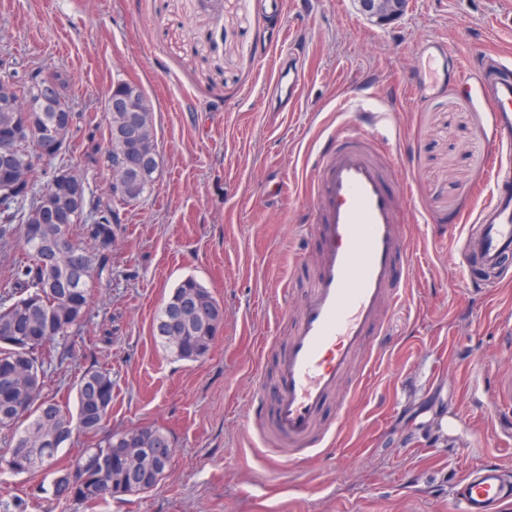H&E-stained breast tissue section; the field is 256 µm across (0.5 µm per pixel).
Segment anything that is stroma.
<instances>
[{"mask_svg":"<svg viewBox=\"0 0 512 512\" xmlns=\"http://www.w3.org/2000/svg\"><path fill=\"white\" fill-rule=\"evenodd\" d=\"M511 17L512 0H407L385 27L353 0H284L278 15L258 0H0V51L19 71L67 78L79 114L70 163L102 201L113 202L111 169L86 158L89 125L107 143L105 104L120 81L154 105L153 188L114 202L112 277L74 341L75 366H47L44 392L64 400L82 371H110L106 431L153 425L175 448L154 490L90 509L52 496L55 468L0 469V512H452L463 471L490 456L512 468L491 387L512 374V345L500 337L512 325V266L480 302L455 260V231L488 197L484 115L453 81L438 95L409 94L429 79L418 43L439 40L469 62L512 57ZM284 58L297 62L303 89L280 112L266 97ZM366 106L392 118L375 146L402 195L409 298L386 312L387 352L323 407L332 422L353 401L332 452L276 461L250 416L316 264L302 167ZM189 276L224 309L197 363L173 360L153 336L164 300Z\"/></svg>","mask_w":512,"mask_h":512,"instance_id":"obj_1","label":"stroma"}]
</instances>
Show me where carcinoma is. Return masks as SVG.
<instances>
[{
	"mask_svg": "<svg viewBox=\"0 0 512 512\" xmlns=\"http://www.w3.org/2000/svg\"><path fill=\"white\" fill-rule=\"evenodd\" d=\"M15 85L21 106L38 104L41 85L60 83L56 72L29 71L20 78L15 62L0 55V77ZM123 94L137 108L154 117V106L142 89L119 82L112 94ZM73 125L75 112L61 93L56 106L45 112L0 111V126L19 129L15 158L28 164V181L0 199V263L9 276L0 280V441L6 448L0 468L16 474H34L45 465V455L56 456L72 437V422L88 443V449L69 461L55 484L60 500L96 504L108 499L142 494L166 476L173 456L168 433L156 427L125 431L137 442L139 452L127 464L116 465L105 449L114 434L101 435L112 412V375L107 370L87 369L75 384L77 416L67 405L43 395L45 364L61 365L74 358L73 337L80 335L92 304V288L112 275L114 211L94 196L86 178L60 158L69 182L83 188L80 207L93 214L90 221L72 224L47 223L42 193L50 189L56 167L29 163L34 137L40 126L54 122L57 110ZM109 141L105 154L115 163L125 153L122 137L127 113L106 106ZM155 182L150 168L131 170L126 178L123 203L140 200ZM64 236L68 252L45 260L49 242ZM224 318L223 308L211 293L193 278L183 280L170 294L157 316V323L175 320L178 334L159 337L160 345L179 361L204 359L213 343L212 324ZM77 473L79 483L69 480Z\"/></svg>",
	"mask_w": 512,
	"mask_h": 512,
	"instance_id": "cac0c4a2",
	"label": "carcinoma"
}]
</instances>
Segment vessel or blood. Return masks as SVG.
Listing matches in <instances>:
<instances>
[{
  "label": "vessel or blood",
  "instance_id": "1",
  "mask_svg": "<svg viewBox=\"0 0 512 512\" xmlns=\"http://www.w3.org/2000/svg\"><path fill=\"white\" fill-rule=\"evenodd\" d=\"M417 55L421 64L452 71L487 116L485 138L496 157L493 190L459 241L471 282L487 291L499 287L501 270L512 260V60L496 58L500 74L493 78L484 63L449 61L439 41L422 43ZM301 87V72L282 67L271 94L288 106ZM388 118L373 112L358 129H338L318 150L309 179L310 232L319 243L316 276L279 360L271 413L255 420L265 444L291 460L331 450L335 428L320 425L321 410L362 349H369L370 360L381 357L384 308L401 305L410 291L400 196L390 185V168L367 147L377 124ZM495 389L496 414L507 431L512 375H500ZM451 495L459 512H503L512 505V475L490 458L462 473Z\"/></svg>",
  "mask_w": 512,
  "mask_h": 512
}]
</instances>
